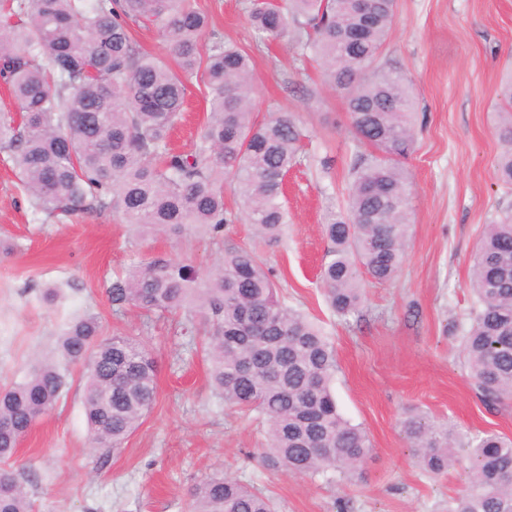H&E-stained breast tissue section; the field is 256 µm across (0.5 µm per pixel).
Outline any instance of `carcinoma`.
Listing matches in <instances>:
<instances>
[{
    "mask_svg": "<svg viewBox=\"0 0 512 512\" xmlns=\"http://www.w3.org/2000/svg\"><path fill=\"white\" fill-rule=\"evenodd\" d=\"M397 0H249L254 28L297 42L327 67L344 93L359 143L345 204L324 225L329 242L320 285L340 317L359 312L365 283L393 281L409 241V181L400 159L414 143L411 92L393 71L371 77L369 63L388 40ZM147 21L177 67L145 53L133 26ZM208 19L197 0H0V77L21 115L0 116V150L16 168L37 213L112 210L125 223L214 237L238 214L255 235L280 236L288 223L284 177L301 164V130L290 112L258 119L253 60L235 42L216 39L202 52ZM200 78L209 112L194 148L176 152L169 135L183 112L188 84ZM496 174L512 185V76L501 86ZM476 305L462 336L476 388L502 403L512 398V213L485 225L472 265ZM112 308L179 316L185 332L207 333L210 380L224 405L267 423L264 466L293 475L351 482L372 457L368 433L339 412L332 383L336 351L324 329L279 296L271 271L250 247L198 274L182 260L158 259L112 280ZM58 359L38 362L24 381L0 387V462L53 409L68 382L66 367L85 368L83 407L93 448L120 449L153 408L157 366L140 339L103 337L99 319L71 322ZM401 426L421 471L439 477L462 464L468 487L448 512H512V438L468 440L418 413ZM31 476L0 467V512H35ZM190 512H277L273 499L234 477L208 476L190 491Z\"/></svg>",
    "mask_w": 512,
    "mask_h": 512,
    "instance_id": "1",
    "label": "carcinoma"
}]
</instances>
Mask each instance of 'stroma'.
I'll use <instances>...</instances> for the list:
<instances>
[{
	"instance_id": "1",
	"label": "stroma",
	"mask_w": 512,
	"mask_h": 512,
	"mask_svg": "<svg viewBox=\"0 0 512 512\" xmlns=\"http://www.w3.org/2000/svg\"><path fill=\"white\" fill-rule=\"evenodd\" d=\"M198 2L209 16L202 48L218 36L252 50L256 112H291L305 133L301 163L285 186V231L276 240L257 238L241 219L213 240L140 232L111 211L49 219L34 212L1 151L0 386L21 380L53 351L68 321L87 311L99 316L105 335L139 337L157 364L156 403L120 453L90 447L82 370L73 366L67 391L10 465L37 473L27 490L38 512H188L192 485L216 472L252 482L280 512H448L467 486L464 469L423 474L399 421L415 408L470 437H512V404L483 399L460 348L475 304L468 287L475 246L485 225L512 208V186L496 176L494 135L500 83L512 72V0H397L393 33L365 73L399 72L414 97L415 144L403 162L412 181L411 242L398 276L367 285L360 312L345 319L318 285L323 226L343 204L359 149L344 96L326 84L324 64L302 54L293 33L257 50L248 0ZM207 112L203 88L191 85L172 145L190 149ZM323 158L330 171H322ZM248 242L286 302L321 324L334 344L338 408L373 445L362 481L326 483L262 466L263 426L218 402L199 337L134 308L112 310L106 288L115 274L175 257L204 273ZM51 286L61 295L49 303Z\"/></svg>"
}]
</instances>
